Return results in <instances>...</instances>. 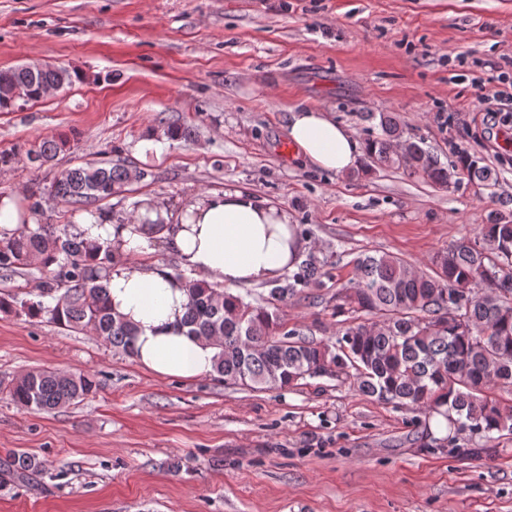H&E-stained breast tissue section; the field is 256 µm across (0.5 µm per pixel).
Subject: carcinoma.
Listing matches in <instances>:
<instances>
[{
	"label": "carcinoma",
	"instance_id": "1",
	"mask_svg": "<svg viewBox=\"0 0 512 512\" xmlns=\"http://www.w3.org/2000/svg\"><path fill=\"white\" fill-rule=\"evenodd\" d=\"M73 82L64 67L35 73L23 66L0 70V108L19 99L38 100L44 87ZM379 132L364 141V172L395 168L440 187L462 179L480 187L498 184V173L464 151L441 163L405 135L397 116L382 112ZM67 139L43 140L20 154L0 152V169L24 162L37 170L63 151ZM149 173L122 162L61 170L41 198L88 206L126 192ZM70 224L21 225L0 240V272L14 274L33 263L43 274L40 292L20 302L31 318L46 317L67 331L93 330L113 348L132 353L135 329L112 315L107 294L112 247L88 242ZM431 274H412L401 258L383 253L353 259V277L336 291V311L360 313L342 324L332 341L301 337L285 328L276 302L310 288L326 287L328 260L311 253L292 276L270 285L266 304L254 305L217 284L182 271L175 276L188 293L185 325L219 348L214 373L226 382L256 389L296 386L307 378L355 370L358 390L378 401L432 413L446 408L448 439L512 433V401L494 394L512 387V214L496 210L473 239H461L437 254ZM95 377L33 370L14 380L8 396L37 411H51L92 395Z\"/></svg>",
	"mask_w": 512,
	"mask_h": 512
}]
</instances>
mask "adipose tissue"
Instances as JSON below:
<instances>
[{
    "label": "adipose tissue",
    "instance_id": "ef3b65f1",
    "mask_svg": "<svg viewBox=\"0 0 512 512\" xmlns=\"http://www.w3.org/2000/svg\"><path fill=\"white\" fill-rule=\"evenodd\" d=\"M287 130L309 166L338 174L356 169L360 141L324 110L290 109ZM76 231L112 245L109 300L113 315L136 330V362L152 373L185 379L212 373L217 349L182 327L187 292L167 268L148 261L154 239H164L196 278L230 289L281 279L305 247L285 208L241 189L190 199L160 232L137 217L115 223L90 216L78 218Z\"/></svg>",
    "mask_w": 512,
    "mask_h": 512
}]
</instances>
